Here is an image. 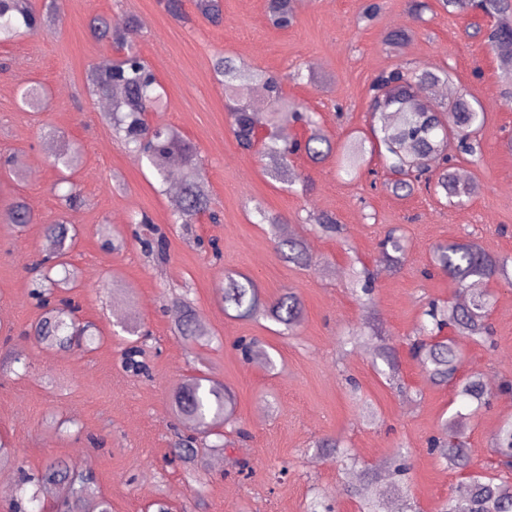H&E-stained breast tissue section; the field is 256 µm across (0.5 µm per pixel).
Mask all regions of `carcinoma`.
Here are the masks:
<instances>
[{
    "instance_id": "carcinoma-1",
    "label": "carcinoma",
    "mask_w": 512,
    "mask_h": 512,
    "mask_svg": "<svg viewBox=\"0 0 512 512\" xmlns=\"http://www.w3.org/2000/svg\"><path fill=\"white\" fill-rule=\"evenodd\" d=\"M444 10L463 14L479 10L489 20L483 46L499 59L503 77L512 82V54L500 53L512 45V0H439ZM299 0H265L266 17L276 29L286 30L297 20ZM198 13L211 23L223 18L221 0H195ZM60 21L58 0H46L36 9L32 0H0V42L16 37L20 30L30 34L49 31ZM94 39L112 45L120 56L109 61L107 69L90 65L86 73V90L94 98L112 101L111 111L104 120L112 132L131 150L137 152L152 168L160 190H165L169 179L168 159L175 153L183 157V171L178 203L171 215L174 224H194L209 211L210 196L196 147L185 140L175 128L153 126L149 115L160 111L163 93L159 91L155 75L133 45L139 21L130 16L121 27L112 25L105 16L88 21ZM214 78L224 85L225 106L230 131L237 145L246 151L259 141L260 125L251 100L262 99L266 105L264 138L261 153L273 165L274 178L288 171V160L300 152L312 161H320L333 151L330 138L319 128L314 114L303 109L284 91V77L251 66L234 55L218 54L212 60ZM450 81L443 67L425 63L419 67H398L378 75L369 87L372 113L371 137L351 136L343 147L341 164L346 173L357 175L368 168L370 156L380 157L388 172L399 175L391 181L394 193H411L414 184L441 192L448 201L461 203L475 194L477 186L461 182L450 163L457 149L463 154L476 151L472 135L485 121L479 104L464 95L456 97L452 105L441 110L423 100V95L440 83ZM295 122L307 124L310 134L305 141L286 139L279 130ZM54 163L73 169L80 163L79 152L65 145L57 151ZM0 223L23 226L33 223V215L26 204L17 200L0 213ZM71 228L67 219L60 217L45 228L49 251L34 263L37 272L33 297L45 309L42 318L33 327L34 339L48 347L66 349L88 335L90 325L78 316V307L65 295L69 280H55L50 276L56 266L67 265L69 246L66 241ZM274 242L283 258L297 264L307 262V255L298 240L274 234ZM381 261L398 267L406 250L403 237L390 232L380 243ZM436 267L454 279L467 294L464 303L431 302L424 311L426 319L407 338L406 345L413 359L428 379L436 385H457V395L467 412H457L443 424L439 435L429 441V450L440 463L450 469L467 465L465 427L467 421L489 404L493 395L483 376L470 372L459 376L463 364L460 341H486L491 335L488 322L493 293L484 285L506 273V263L469 240L440 243L434 249ZM224 311L234 312L241 320L268 315L294 332L302 318V307L293 292L284 293L273 305L261 303L253 280L239 274L224 276ZM451 335L444 336V329ZM175 332L184 339H201L191 310H184ZM247 359L262 357L268 365L273 360L262 343L254 338L245 343ZM137 345L124 352L125 366L133 375L148 374ZM378 374L391 382L399 380V359L395 348L379 344L372 359ZM236 402L231 391L208 376L191 375L176 387L172 410L188 435L179 439L174 455L182 462L196 460V443L208 446L214 452H223L222 429L234 422ZM498 456L497 468L512 469V419L500 424L493 436ZM356 472L355 480L347 481L344 492L359 505V512H384L385 499L375 493L382 486L400 502L399 512H416L415 503L407 495L410 468L405 455L394 454L385 472L374 469L356 470V462L346 464ZM63 482L68 496L56 505V512H82L86 499L95 496L92 476L74 472L60 463L46 466L38 476H24L12 503V512H35L33 505L40 501L47 486ZM441 512H512V482L502 475L474 472L470 475L465 493L449 494Z\"/></svg>"
}]
</instances>
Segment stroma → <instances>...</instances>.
Instances as JSON below:
<instances>
[{"mask_svg":"<svg viewBox=\"0 0 512 512\" xmlns=\"http://www.w3.org/2000/svg\"><path fill=\"white\" fill-rule=\"evenodd\" d=\"M367 0H299L297 21L285 31L271 27L264 0H222L223 21L198 15L193 0L183 8L186 25L169 16L159 0H61L59 32L21 34L0 43V159L23 162L17 176L0 173V209L15 199L31 205L34 221L21 228L0 225V346L22 351L26 362L0 373V439L13 455V475L37 473L50 462L78 470L81 457L112 512H148L165 500L172 512H187L204 498L202 512H304L315 492H326L335 512H358L343 492L345 466L316 452L315 442L337 438L362 466L383 465L396 450L409 458L410 492L419 512H439L449 491L464 488L466 472L440 464L427 450L457 408L454 386L429 381L402 340L423 318L430 300L448 301L455 283L433 265L437 244L476 241L488 253L512 261V134L496 56L475 38L485 28L480 12L456 15L427 0L422 16L409 0H379L372 21L360 20ZM135 16L136 45L167 95L156 124L176 126L200 150L216 219L200 217L191 228L172 223L167 195L157 193L149 165L117 139L102 120L99 102L85 90L88 67L111 54L92 38L89 18ZM395 28L409 31L400 52L384 43ZM285 76L289 97L313 112L335 143L368 132L372 114L367 88L375 75L405 64L433 62L453 79L444 103L459 95L476 99L486 113L477 134L481 150L458 155L454 167L480 192L464 205L422 188L402 196L387 189L380 159L371 173L350 178L338 171V156L318 163L300 155L291 165L299 182L285 184L267 173L265 159L242 151L229 131L224 90L211 74L220 53ZM42 85L43 109L23 110L19 89ZM68 142L81 154L71 179L84 202L68 211L77 231L68 261L77 273L71 297L82 321L100 341L80 353L36 344L26 336L42 310L31 295L32 262L46 249L43 227L59 214L54 185L59 178L53 151ZM282 216L284 229L311 258L302 266L277 254L268 225L255 202ZM147 214L149 223L131 218ZM326 213L343 224V236L322 233L309 221ZM407 243L399 270L378 267L379 243L390 229ZM125 245L107 246L112 234ZM165 236L164 254L143 244ZM376 272L371 308L352 292V269ZM239 272L258 285L264 301L293 289L303 306L295 333L281 336L260 317L241 321L221 303L224 275ZM492 346L467 344L463 372L512 379V285L492 283ZM184 295L205 343L176 336L170 299ZM148 334V376L120 366L128 338L122 324ZM359 345L346 344L349 333ZM242 337L259 338L273 362L245 360L236 348ZM399 351L400 381L389 385L373 365L377 339ZM205 372L236 396L235 423L226 427L227 449L208 456L193 481L172 448L181 430L171 413L174 388L188 375ZM370 403L362 418L357 400ZM512 418V397L493 398L466 429L472 462L488 466L497 457L493 434ZM252 466L236 475V461Z\"/></svg>","mask_w":512,"mask_h":512,"instance_id":"obj_1","label":"stroma"}]
</instances>
